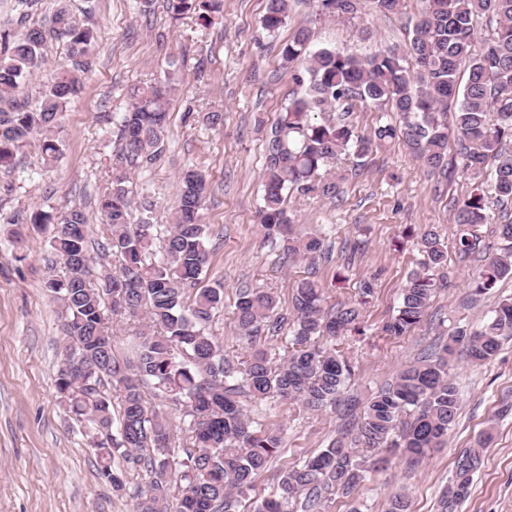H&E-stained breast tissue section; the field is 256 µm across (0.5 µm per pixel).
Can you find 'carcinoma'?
<instances>
[{
    "label": "carcinoma",
    "instance_id": "carcinoma-1",
    "mask_svg": "<svg viewBox=\"0 0 512 512\" xmlns=\"http://www.w3.org/2000/svg\"><path fill=\"white\" fill-rule=\"evenodd\" d=\"M175 19L193 13L205 22L223 13L224 0H167ZM315 15L355 17L362 0H312ZM423 7L404 45L368 56L332 47L310 48L311 30L299 27L283 44L280 68L304 95L288 98L266 132L260 223L272 247L288 256L314 261L328 255L325 238L295 233L284 203L291 191L341 195L345 175L330 172L333 160L355 159L365 166L375 149L405 145L426 170L448 168V142L457 140L464 168L489 167L496 201H512V0H422ZM288 19V0H267L263 28L275 35ZM58 41L66 48L70 68L55 73L35 108L13 100L0 109V172L14 168L17 152L30 136L41 135L44 163L62 152L56 136L60 114L79 91L81 73L95 46L94 31L78 21L67 0L49 21L15 33L0 30V100L19 92L45 65L44 47ZM171 88L137 85L117 121L119 162L112 189L98 201L102 240L98 249L118 262V271L91 281L94 256L88 249L89 222L79 208L61 213L34 209L26 224H71L50 242V263H62L65 274L50 276L46 291L60 305L66 357L55 381L61 403L85 424L84 435L96 455L100 479L123 494L126 483L113 473L122 457L132 468L149 472L151 480L135 492V512H235L238 498L277 456L279 433L254 428L246 403L278 398L299 400L311 411L333 407L352 366L326 341L346 333L364 334L360 308L343 302L325 310L322 288L301 280L292 296V316L278 312L276 295L262 288H242L236 302L239 335L252 343L279 337L292 325L293 348L274 365L260 349L232 360L211 333L224 289L198 287L208 264L203 201L208 191L196 168L178 177V201L172 224L156 243L154 202L136 200L128 189L129 171L154 164L163 153L169 124ZM453 127H448V106ZM371 109L392 120H379L360 134L331 113ZM140 219L132 222L134 211ZM456 246L461 257L480 245L478 227L494 221L485 196L477 191L455 208ZM504 245L488 254L476 277L475 293L483 294L512 276V220L498 226ZM421 266L409 273L398 314L383 332L404 336L427 316L447 265L439 235L420 236ZM112 314L137 324L133 358H119L104 348L112 335ZM512 336V298L500 300L483 326L448 334L440 350L406 366L395 382L364 408L360 421L346 432L350 445L333 442L282 471L276 496L262 500L255 512H323L324 493L350 494L364 479L366 464L386 448H401L415 466L427 451L443 443L454 424L460 398L450 376L457 353L469 362L491 359L501 340ZM180 406L187 426L180 430L182 456L171 462V426L167 417L147 405V395ZM120 406L114 417L113 402ZM492 434L479 447L456 460L455 475L438 502L439 512H455L469 493L472 473L481 462ZM178 468L171 482L168 470ZM386 512H411L408 494L392 495Z\"/></svg>",
    "mask_w": 512,
    "mask_h": 512
}]
</instances>
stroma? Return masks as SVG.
Returning a JSON list of instances; mask_svg holds the SVG:
<instances>
[{
    "mask_svg": "<svg viewBox=\"0 0 512 512\" xmlns=\"http://www.w3.org/2000/svg\"><path fill=\"white\" fill-rule=\"evenodd\" d=\"M88 17L96 48L81 88L60 117L63 154L46 167L37 138L16 156V169L0 175V512H133L131 498L113 493L99 479L95 455L82 436V424L59 403L55 380L65 349L59 307L45 279L61 274L48 266L52 226L18 227L17 215L40 208H81L90 240H99L100 196L112 187L118 143L112 118L125 111L128 90L173 74L177 89L170 110L165 151L151 167L131 172L133 194L149 190L152 221L168 223L177 203L182 169L205 170L210 192L204 220L210 226L209 271L205 285H222L224 307L211 330L228 356L242 355L234 303L239 289L273 291L281 309L291 306L295 284L314 277L326 305L361 302L365 335L338 337L336 347L353 372L345 396L367 401L395 381L399 371L422 353L445 343L454 328L483 323L496 303L512 297V277L483 295L473 292L479 261L459 262L455 247L454 203L486 179L463 168L452 176L427 175L402 145L372 153L358 176L343 185L341 200L313 194L289 195L285 206L299 231L327 233L329 259L309 266L271 250L259 222L262 154L266 128L275 121L292 88L280 68V48L306 26L314 45L368 54L405 43L408 23L421 0H401L387 16L365 6L356 17L316 19L308 0H291L288 20L278 35L261 26L267 0H224V15L211 26L196 16L172 18L166 0H153L142 12L138 0H94ZM224 115L209 126L205 113ZM434 227L449 249L448 285L439 289L425 320L404 336L382 326L401 303L408 273L421 259L418 232ZM369 280L374 290L360 299L357 288ZM452 374L460 410L448 442L418 467L400 451L387 454L386 468L366 473L351 495L327 493L324 512H385L389 497L410 495L413 512H436L441 491L463 451L476 447L485 431L493 441L473 476L471 494L457 512H512V338L495 356L472 366L458 362ZM251 417L279 431L280 456L241 498L238 512H254L271 496L281 469L302 462L342 436L353 416L345 406L312 412L301 404H250Z\"/></svg>",
    "mask_w": 512,
    "mask_h": 512,
    "instance_id": "35a3bbf8",
    "label": "stroma"
}]
</instances>
